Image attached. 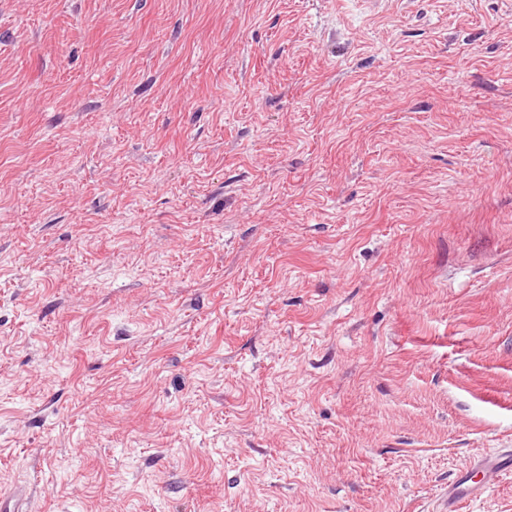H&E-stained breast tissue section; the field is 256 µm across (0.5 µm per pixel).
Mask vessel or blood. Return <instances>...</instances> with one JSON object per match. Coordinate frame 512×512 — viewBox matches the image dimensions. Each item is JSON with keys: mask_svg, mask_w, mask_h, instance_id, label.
Instances as JSON below:
<instances>
[{"mask_svg": "<svg viewBox=\"0 0 512 512\" xmlns=\"http://www.w3.org/2000/svg\"><path fill=\"white\" fill-rule=\"evenodd\" d=\"M512 478V452L486 455L471 461L449 481L439 503L440 512H460L461 504Z\"/></svg>", "mask_w": 512, "mask_h": 512, "instance_id": "b4317fda", "label": "vessel or blood"}]
</instances>
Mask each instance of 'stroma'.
<instances>
[{
    "mask_svg": "<svg viewBox=\"0 0 512 512\" xmlns=\"http://www.w3.org/2000/svg\"><path fill=\"white\" fill-rule=\"evenodd\" d=\"M512 448V0H0V492L435 512Z\"/></svg>",
    "mask_w": 512,
    "mask_h": 512,
    "instance_id": "stroma-1",
    "label": "stroma"
}]
</instances>
